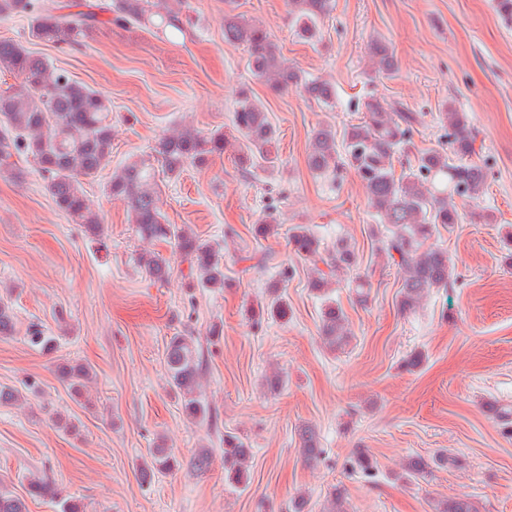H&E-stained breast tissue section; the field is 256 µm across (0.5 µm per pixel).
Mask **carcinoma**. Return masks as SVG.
I'll return each mask as SVG.
<instances>
[{
	"instance_id": "obj_1",
	"label": "carcinoma",
	"mask_w": 512,
	"mask_h": 512,
	"mask_svg": "<svg viewBox=\"0 0 512 512\" xmlns=\"http://www.w3.org/2000/svg\"><path fill=\"white\" fill-rule=\"evenodd\" d=\"M185 4L186 0H110L105 12L117 22L160 25L182 33L189 24ZM288 7L297 35L311 44L320 41L321 23L333 10L332 0H288ZM15 16L29 19L33 38L56 46L81 42L100 22L99 14L90 8L67 12L63 6H46L43 0H0V17ZM224 41L249 48L248 68L252 76L270 89L300 86L311 99L326 107L335 103L334 85L319 78L305 79L290 68L278 45L260 25L228 11L224 13ZM372 54L379 72L393 70V57L385 44L374 42ZM2 70L14 74L19 84L0 93V172H16L15 156L32 158L47 180L57 206L89 233H98L102 218L89 209L82 180L97 176L111 163L112 124L107 120L106 100L66 71L51 68L44 57L12 39H0ZM365 109L364 121L349 127L340 141L328 127L316 130L308 149L307 165L310 170L323 173L346 163L355 171L378 225L388 232L384 252L400 274L399 306L404 312L413 311L432 290L448 289L457 283L456 266L448 252L427 247L425 242L439 228L451 229L461 223L467 206L476 204L484 193L486 172L483 165L468 161L474 154L468 116L448 105L442 119L448 123L451 148L458 162H450L448 153L442 149H431L418 157L416 169L396 175L393 159L403 150L407 135L421 123V115L377 99L368 101ZM233 124L250 145V155L256 154L270 164L275 162L270 148L276 141V131L261 102L242 95ZM225 147L222 133L203 136L193 128L180 127L160 139L154 152L165 173L178 177L186 167H201L208 157L224 153ZM154 178L150 161L130 159L112 172L108 190L128 200L132 223L142 238L177 242L195 271L199 287H224V256L187 226L164 223ZM291 245L294 253L310 266L311 289L322 299V338L328 345L339 347L348 341L349 331L346 316L332 297V278L339 269L353 268L354 251L340 240L334 252H326L319 237L305 224L292 227ZM138 263L157 280L165 279L169 273L166 261L155 255L143 254ZM266 312L286 320L288 301L274 290ZM14 318L10 302L0 299L1 336L12 334ZM166 362L171 386L182 396L186 416L196 422L206 420L209 407L200 393L202 364L193 338L171 337ZM62 375L78 394L85 388L90 372L82 365L65 366ZM300 438L306 458L319 459L322 449L318 448L314 431L305 427ZM249 456L250 449L242 441L232 435L224 436V473L229 483L248 485ZM177 464L171 451L155 448L142 477L169 472ZM428 469L425 459L413 458L403 469L401 479L416 481L425 477ZM28 493L57 500L60 512H82L79 504L59 497L46 478L30 476ZM0 512H26V505L8 491L0 490ZM439 512H478V508L470 498H455L443 502Z\"/></svg>"
}]
</instances>
